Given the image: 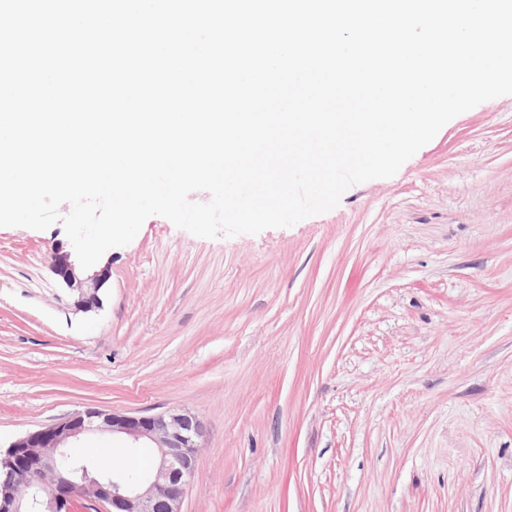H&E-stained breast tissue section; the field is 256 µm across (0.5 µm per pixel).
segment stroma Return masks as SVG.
<instances>
[{
    "label": "stroma",
    "instance_id": "stroma-1",
    "mask_svg": "<svg viewBox=\"0 0 512 512\" xmlns=\"http://www.w3.org/2000/svg\"><path fill=\"white\" fill-rule=\"evenodd\" d=\"M62 225L0 227V448L88 408L206 426L183 512H512V95L332 210L107 250L84 313ZM52 268L67 288L77 294L79 306L89 309L99 304L98 292L108 280V266L104 265L91 274H85L69 251L59 249L54 255Z\"/></svg>",
    "mask_w": 512,
    "mask_h": 512
}]
</instances>
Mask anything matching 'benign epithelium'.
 Here are the masks:
<instances>
[{
	"label": "benign epithelium",
	"instance_id": "benign-epithelium-1",
	"mask_svg": "<svg viewBox=\"0 0 512 512\" xmlns=\"http://www.w3.org/2000/svg\"><path fill=\"white\" fill-rule=\"evenodd\" d=\"M54 273L78 296L84 309L99 304L98 292L108 266L86 274L68 251L58 250ZM125 436L157 449L149 470L134 480L103 479L81 463L62 466L66 450L94 433ZM205 427L194 413L169 409L148 415H125L100 409L74 413L62 421L28 433L0 451V467L9 482L0 487V512H74L77 502L99 505L104 512H182L181 504L194 473Z\"/></svg>",
	"mask_w": 512,
	"mask_h": 512
}]
</instances>
